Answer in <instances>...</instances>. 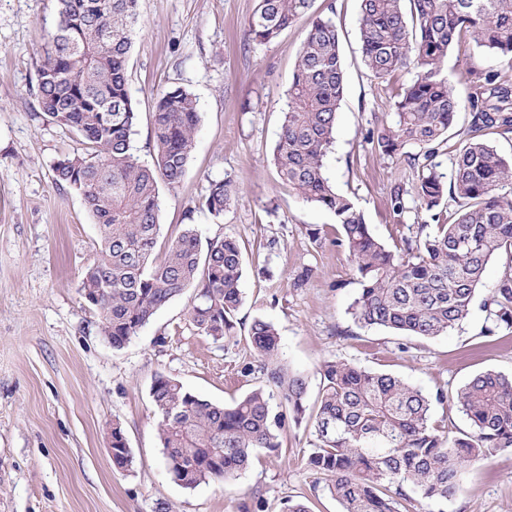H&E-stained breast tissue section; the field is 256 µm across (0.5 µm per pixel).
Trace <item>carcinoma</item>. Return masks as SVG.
<instances>
[{
  "mask_svg": "<svg viewBox=\"0 0 512 512\" xmlns=\"http://www.w3.org/2000/svg\"><path fill=\"white\" fill-rule=\"evenodd\" d=\"M310 0H257L249 34L274 40L309 7ZM58 22L39 68L38 96L52 121L76 134L82 148L53 165L56 183L76 190L99 225L102 258L82 272L81 289L98 299L101 335L122 348L156 312L197 287L188 320L203 336L239 342L244 257L239 239L202 242L186 224L164 258L153 253L160 228L158 184L178 185L186 171L200 116L182 87L155 101V161L132 152L138 112L130 94L127 61L137 23V0H58ZM362 59L378 80L414 76L398 94L396 118L378 129L376 145L388 157L405 154L418 169L420 205L432 223L388 247L365 223L354 201L338 193L324 168L344 95L336 26L316 17L308 30L288 92L287 110L272 161L280 178L305 201L329 211L340 227L337 244L360 285L350 304L354 321L425 339L466 320L486 267L503 270L483 307L488 333L512 329V159L498 154L482 133H512V83L496 71L470 70L474 136L452 155L451 178L434 163L463 102L443 73L448 50L463 35L486 56L512 68V0H360ZM408 146L423 155L404 152ZM454 195L459 208L440 205ZM239 189L212 182L201 207L224 215ZM250 360L243 376L264 384L229 406L159 375L151 396L159 421L163 460L186 489L226 484L249 468L253 452H279L286 421L311 424L309 468L329 477L327 489L341 512H410L414 503L448 501L460 472L495 455H512V376L484 370L455 396L470 430L452 432L432 417L448 391L432 393L390 374L326 360L314 404L306 376L280 361L275 325L256 318L245 336ZM133 455L119 423L112 424V465L131 467Z\"/></svg>",
  "mask_w": 512,
  "mask_h": 512,
  "instance_id": "obj_1",
  "label": "carcinoma"
}]
</instances>
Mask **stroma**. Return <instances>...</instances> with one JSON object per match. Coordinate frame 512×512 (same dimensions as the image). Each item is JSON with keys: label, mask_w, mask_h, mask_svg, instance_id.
Returning a JSON list of instances; mask_svg holds the SVG:
<instances>
[{"label": "stroma", "mask_w": 512, "mask_h": 512, "mask_svg": "<svg viewBox=\"0 0 512 512\" xmlns=\"http://www.w3.org/2000/svg\"><path fill=\"white\" fill-rule=\"evenodd\" d=\"M256 0H139V23L129 57V90L139 112L133 148L154 160L152 112L161 91L180 86L198 101L200 123L185 175L160 185L163 257L186 222L201 239L229 235L248 251L276 240L268 274L246 265L243 324L263 318L276 326L281 360L307 376L344 360L408 380L423 390L456 392L477 373L512 374V329L485 335L484 289L468 318L432 339L354 323L349 306L359 284L327 210L303 201L271 162L288 89L305 35L316 16L336 25L344 96L335 141L325 158L340 192L358 203L373 232L393 245L410 225L430 223L416 192L417 173L382 155L371 133L395 112V95L410 76L379 82L360 46L358 0H310L291 27L272 42L248 34ZM57 23V0H0V512H285L308 502L313 512H339L325 474L311 470V428L287 424L283 448L256 449L251 466L230 484L186 489L163 463L151 387L157 375L181 381L210 401L229 405L257 386L240 373L246 343L228 344L196 332L188 321L193 290L159 309L123 348L99 329L82 298L81 273L101 257L99 228L78 193L55 184L52 166L79 146L76 135L43 114L38 69ZM499 70L472 45L454 46L443 72L468 96L470 66ZM232 180L239 199L221 217L199 204L211 182ZM403 186L404 211L392 194ZM315 268L301 288L293 279ZM120 422L133 454L129 469L112 465L107 437ZM462 491L420 512H512V456L464 468Z\"/></svg>", "instance_id": "obj_1"}]
</instances>
